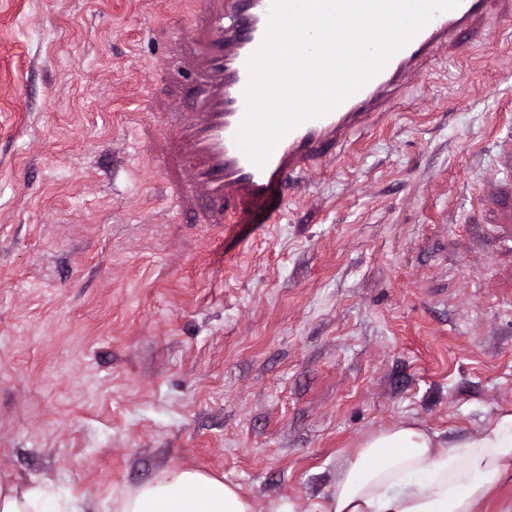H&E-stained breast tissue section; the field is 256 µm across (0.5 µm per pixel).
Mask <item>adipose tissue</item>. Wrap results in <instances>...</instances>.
<instances>
[{
	"mask_svg": "<svg viewBox=\"0 0 512 512\" xmlns=\"http://www.w3.org/2000/svg\"><path fill=\"white\" fill-rule=\"evenodd\" d=\"M512 474V412L489 418L463 439L403 423L366 437L336 462V480L313 512H476ZM116 512H253L250 500L199 470L165 468L120 495ZM85 496L0 479V512H86Z\"/></svg>",
	"mask_w": 512,
	"mask_h": 512,
	"instance_id": "obj_1",
	"label": "adipose tissue"
}]
</instances>
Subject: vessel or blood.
<instances>
[{
    "label": "vessel or blood",
    "mask_w": 512,
    "mask_h": 512,
    "mask_svg": "<svg viewBox=\"0 0 512 512\" xmlns=\"http://www.w3.org/2000/svg\"><path fill=\"white\" fill-rule=\"evenodd\" d=\"M495 2L461 0L457 9L437 16L358 94L287 135L259 170L232 137L243 113L244 62L261 40L269 0H199V22L190 32L198 48L199 104L195 111L165 116L181 163L179 197L204 196L213 213L227 216L262 199L272 186L315 175L352 133L394 111L411 82L439 52L456 50L460 32L483 21ZM489 200L494 223L512 224V180L495 182Z\"/></svg>",
    "instance_id": "1"
}]
</instances>
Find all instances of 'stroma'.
<instances>
[{"label": "stroma", "instance_id": "35a3bbf8", "mask_svg": "<svg viewBox=\"0 0 512 512\" xmlns=\"http://www.w3.org/2000/svg\"><path fill=\"white\" fill-rule=\"evenodd\" d=\"M196 0H0V476L94 512L167 467L254 512L329 497L415 421L512 410V0L320 173L216 222L163 121L197 105ZM488 197L493 224H512V180L496 181Z\"/></svg>", "mask_w": 512, "mask_h": 512}]
</instances>
